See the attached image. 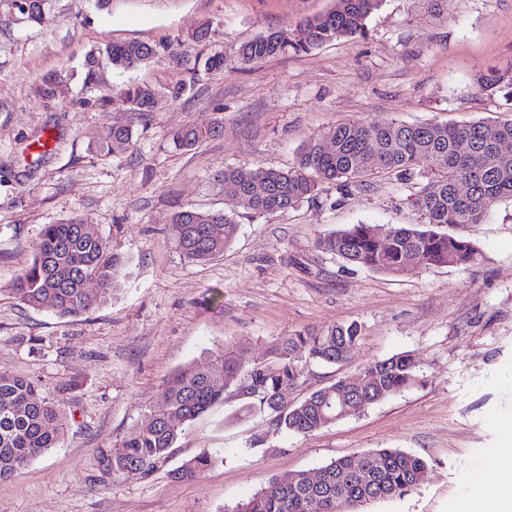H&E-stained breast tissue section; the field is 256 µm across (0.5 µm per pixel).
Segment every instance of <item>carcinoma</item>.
<instances>
[{"label": "carcinoma", "mask_w": 512, "mask_h": 512, "mask_svg": "<svg viewBox=\"0 0 512 512\" xmlns=\"http://www.w3.org/2000/svg\"><path fill=\"white\" fill-rule=\"evenodd\" d=\"M55 0H0L23 22L42 26L49 22ZM385 0H336L335 8L303 20L295 29L270 30L237 50V61L247 66L259 59L285 53H308L340 38L362 36L367 22ZM157 54L140 42L107 45L91 51L84 63L86 80L92 81L101 62L134 71ZM488 95L512 102V61L491 68L476 78ZM148 85H129L121 101L147 116L167 98ZM218 120L195 122L172 135L174 144L191 149L223 133ZM132 127L114 123L102 131L96 152L109 155L132 146ZM512 144V119L477 120L464 124L407 123L399 120L348 121L310 137L296 163L286 169L239 165L222 169L217 178L224 196L259 217L288 210L317 197L319 187L334 184L343 193L369 188L372 180L385 178L413 189L412 205L420 223L404 226L351 224L341 230L318 234L316 247L344 262L372 272L402 276L432 267L468 268L482 258L471 241L445 232L449 226L481 224L491 207L512 198V153L500 151ZM460 180L471 182V191H456ZM174 243L185 259L205 263L224 253L237 233L233 218L222 212L186 209L172 216ZM220 232H214V226ZM381 236L390 245L382 251ZM126 266L112 252L93 225L73 216L44 226L35 245L32 263L17 276L14 293L22 304L75 317L95 308L118 288ZM69 277L62 282L58 270ZM93 279L98 290L90 293L85 281ZM361 339L355 322L314 331L295 332L273 341L263 362L251 360L241 346L203 356L178 370L161 388L156 405L139 417L132 434L101 457L103 471L123 474L134 469L152 473L173 453L178 440L201 415L224 399V387L236 383L241 396L268 416L275 431L310 435L367 409L420 382L419 364L408 352L368 363L359 373L362 386L348 390V379H339L312 391L292 405L274 398L298 385L302 360L337 364L349 358ZM40 384L29 378L0 375V481L13 479L48 450L56 447L58 431L68 422L61 400L39 397ZM369 468L362 472V462ZM215 458L198 454L172 470L174 479H192L209 469ZM427 463L397 448H382L360 455L333 459L315 469L268 479L247 502L231 512H310L311 500H322L325 512H361L370 502L401 497L419 486Z\"/></svg>", "instance_id": "carcinoma-1"}]
</instances>
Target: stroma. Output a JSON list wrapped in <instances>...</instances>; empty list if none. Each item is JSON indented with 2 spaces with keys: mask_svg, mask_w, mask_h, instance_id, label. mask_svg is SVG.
<instances>
[{
  "mask_svg": "<svg viewBox=\"0 0 512 512\" xmlns=\"http://www.w3.org/2000/svg\"><path fill=\"white\" fill-rule=\"evenodd\" d=\"M333 6L115 0L106 12L94 0H57L46 26L0 22V374L39 380L41 396L72 412L56 448L0 483V512H229L270 476L379 448L418 454L427 470L416 490L366 512H453L478 495L474 476L499 482L495 458L512 437V199L452 229L480 248V264L392 277L314 240L361 222L417 223L409 189L379 180L347 195L324 184L314 200L257 217L225 199L213 176L229 165L291 166L310 136L340 122L511 119L512 103L481 92L473 76L512 57V0H448L442 19L417 0H385L365 36L238 64L240 44ZM204 26L208 40L191 41ZM124 42L160 51L134 72L103 65L85 87L88 53ZM216 51L223 69L205 70L200 58ZM131 82L185 92L145 118L119 98ZM215 118L223 135L193 149L173 143L175 130ZM115 122L133 127L134 146L96 155ZM47 132L55 143L44 150ZM181 209L234 218L223 256L193 264L180 255L171 217ZM74 215L125 258L119 290L76 317L21 304L14 280L44 225ZM351 322L363 336L349 359L305 364L289 402L399 352L418 360L421 384L308 436L241 415L245 399L231 386L151 474L103 472L101 456L204 352L240 344L259 362L279 337ZM203 452L217 458L209 470L171 478Z\"/></svg>",
  "mask_w": 512,
  "mask_h": 512,
  "instance_id": "obj_1",
  "label": "stroma"
}]
</instances>
